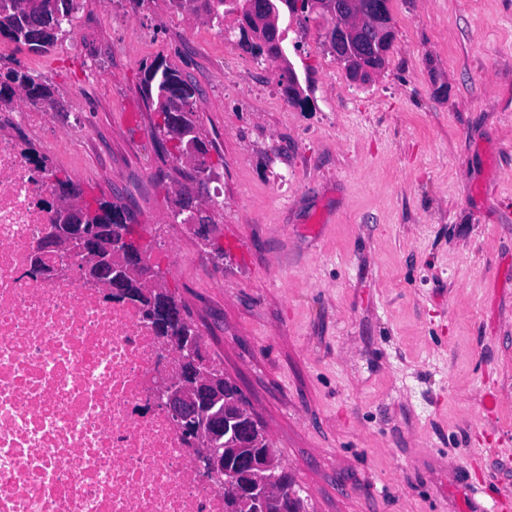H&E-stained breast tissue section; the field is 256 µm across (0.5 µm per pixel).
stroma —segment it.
I'll list each match as a JSON object with an SVG mask.
<instances>
[{
	"instance_id": "1",
	"label": "stroma",
	"mask_w": 512,
	"mask_h": 512,
	"mask_svg": "<svg viewBox=\"0 0 512 512\" xmlns=\"http://www.w3.org/2000/svg\"><path fill=\"white\" fill-rule=\"evenodd\" d=\"M390 12L363 87L322 19L292 26L304 110L277 64L172 0H82L77 52L0 66L48 85L49 165L135 215L304 512H491L512 497V0ZM157 58L200 90L202 231L173 217L192 165L151 135Z\"/></svg>"
}]
</instances>
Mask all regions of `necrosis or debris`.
I'll return each instance as SVG.
<instances>
[{
	"label": "necrosis or debris",
	"mask_w": 512,
	"mask_h": 512,
	"mask_svg": "<svg viewBox=\"0 0 512 512\" xmlns=\"http://www.w3.org/2000/svg\"><path fill=\"white\" fill-rule=\"evenodd\" d=\"M52 185L0 133V512H224L150 405L178 365L140 309L32 273Z\"/></svg>",
	"instance_id": "4bbe7bcc"
}]
</instances>
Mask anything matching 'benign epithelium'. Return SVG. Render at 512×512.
I'll use <instances>...</instances> for the list:
<instances>
[{
    "instance_id": "7a95c632",
    "label": "benign epithelium",
    "mask_w": 512,
    "mask_h": 512,
    "mask_svg": "<svg viewBox=\"0 0 512 512\" xmlns=\"http://www.w3.org/2000/svg\"><path fill=\"white\" fill-rule=\"evenodd\" d=\"M349 3H336V48L347 60L354 48L342 40L339 32L363 20V15L344 14ZM24 7L39 17L57 15L54 0H28ZM173 140L181 147L182 155L195 160L202 147L195 130L177 114L171 123ZM57 218L47 225L42 240L31 251V266L44 278L59 279L72 274L70 267L46 262V255L65 252L80 258L79 276L88 284L100 288L107 297L124 294L121 288L127 278L138 280L143 292L150 297L149 306H140L149 312L148 321L164 316L168 329L187 320L182 304L169 298L158 272L141 252H129L112 237V225L95 223L92 217L100 213L99 203L93 198L79 201L63 198L57 191L55 199ZM166 351L174 355L179 371L173 376L161 377L153 382L155 403L166 409L175 419L193 454L196 470L210 480L224 482V449L219 441L248 434L262 433L258 422L240 396L228 402L225 394L232 388L224 374L210 368L201 339L195 335L161 337ZM226 483V482H224ZM235 496H244L253 504V512H266V504L278 487L252 481L251 472L236 475L226 483Z\"/></svg>"
}]
</instances>
